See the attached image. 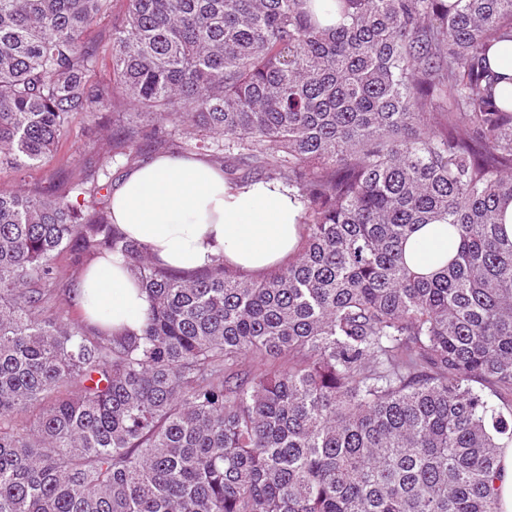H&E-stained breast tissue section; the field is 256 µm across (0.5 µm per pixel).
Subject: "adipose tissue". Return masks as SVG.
<instances>
[{
	"label": "adipose tissue",
	"mask_w": 512,
	"mask_h": 512,
	"mask_svg": "<svg viewBox=\"0 0 512 512\" xmlns=\"http://www.w3.org/2000/svg\"><path fill=\"white\" fill-rule=\"evenodd\" d=\"M112 222L158 264L181 271L216 257L259 274L295 251L302 207L287 187L257 180L235 185L222 167L188 153L156 155L128 169L113 186ZM454 252L444 224L416 230L405 248L411 269L432 273ZM79 299L91 323L136 331L148 306L133 273L116 258L83 276Z\"/></svg>",
	"instance_id": "1"
}]
</instances>
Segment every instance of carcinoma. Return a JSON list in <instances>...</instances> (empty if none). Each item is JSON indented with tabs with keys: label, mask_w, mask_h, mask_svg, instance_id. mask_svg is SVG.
<instances>
[{
	"label": "carcinoma",
	"mask_w": 512,
	"mask_h": 512,
	"mask_svg": "<svg viewBox=\"0 0 512 512\" xmlns=\"http://www.w3.org/2000/svg\"><path fill=\"white\" fill-rule=\"evenodd\" d=\"M127 0L112 79L84 40L109 0H0V168L55 156L70 116L130 106L204 132L238 184L301 203L260 278L152 262L100 177L0 191V512H501L512 446V0ZM142 128L107 139L133 165ZM443 222L429 276L404 245ZM121 259L138 331L77 322L72 281ZM490 64L494 70L512 75V41H502L491 52ZM501 506L504 512H512V447L503 448L501 476L496 481Z\"/></svg>",
	"instance_id": "cac0c4a2"
}]
</instances>
